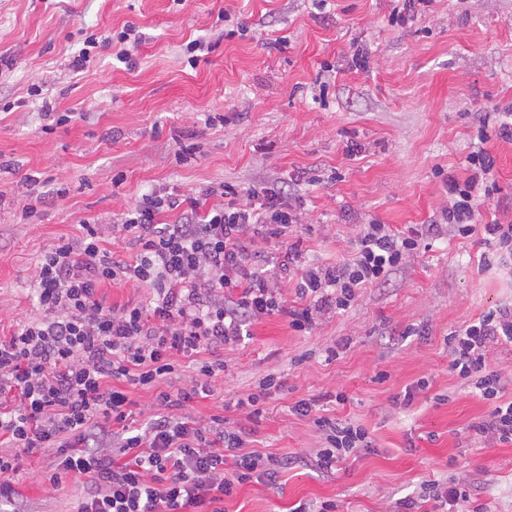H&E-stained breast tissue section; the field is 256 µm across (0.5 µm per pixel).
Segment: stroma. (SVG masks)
<instances>
[{
    "mask_svg": "<svg viewBox=\"0 0 512 512\" xmlns=\"http://www.w3.org/2000/svg\"><path fill=\"white\" fill-rule=\"evenodd\" d=\"M397 0H0V336L39 318L31 287L44 251L97 224L112 236L131 198L192 194L229 183L287 187L307 261L351 258L362 224L405 229L441 220L454 203L445 177L466 180L474 124L512 113V0H424L403 25ZM230 15L220 21V12ZM245 35H237V22ZM133 23L143 39L126 67L109 54L72 73L81 32L108 36ZM213 49L190 67L184 46ZM49 84L70 123L43 130L41 104L20 110L33 81ZM193 143L195 157L180 149ZM498 194L478 207L479 229L445 233L388 284L361 288L352 306L300 335L280 314L244 341L203 353L222 364L209 395L185 409L252 426L250 450L287 459L276 483H249L224 512H289L334 500L336 512H390L423 482L472 483V505L512 512V443L475 431L490 406L448 367L444 339L493 307H512V255L486 245L482 225L512 223V142L491 139ZM300 182L288 184L291 174ZM417 328L398 339L405 327ZM281 386L250 424L248 398L268 374ZM426 380L410 407L406 389ZM345 393L336 403L335 393ZM365 427L371 448L324 477L308 466L319 435L293 413L299 400ZM53 463L23 454L15 489L26 512H69L82 485L41 481Z\"/></svg>",
    "mask_w": 512,
    "mask_h": 512,
    "instance_id": "35a3bbf8",
    "label": "stroma"
}]
</instances>
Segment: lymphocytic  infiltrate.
Instances as JSON below:
<instances>
[{"label":"lymphocytic infiltrate","mask_w":512,"mask_h":512,"mask_svg":"<svg viewBox=\"0 0 512 512\" xmlns=\"http://www.w3.org/2000/svg\"><path fill=\"white\" fill-rule=\"evenodd\" d=\"M488 127L481 118L482 147L469 156L475 178L448 183L455 201L444 224L404 232L371 221L361 228L354 257L334 264L306 263L299 243L289 244L280 267L297 280L296 305L285 303L249 247L296 228L281 193L265 187L244 196L224 184L195 196L141 194L112 226L137 246L129 261L112 258L87 221L82 237L45 250L33 284L40 318L0 337V437L13 447L0 453V506L22 512L14 488L22 448L54 450L56 463L42 475L50 487L83 479L86 491L71 512H224L239 486L274 482L282 463L249 451V431L229 429L220 415L203 423L178 416V408L208 393L212 365L201 363L176 391L161 389V382L175 371L178 355L239 342L266 316L285 314L293 331L310 332L317 316L347 310L360 288L403 269L444 226L463 238L473 234L478 194L498 192L477 181L496 164L484 147ZM213 196L219 204L205 207ZM167 212L174 220L163 221ZM112 283L151 288L152 297L144 306L104 307L98 291ZM498 342L512 343L506 307L449 333L450 369L491 407L477 433L512 443V401H503L500 375L486 368L488 348ZM125 381L154 391L157 412L147 422H135ZM294 410L322 436L312 460L320 474L372 445L361 425L314 414L303 400Z\"/></svg>","instance_id":"obj_1"}]
</instances>
